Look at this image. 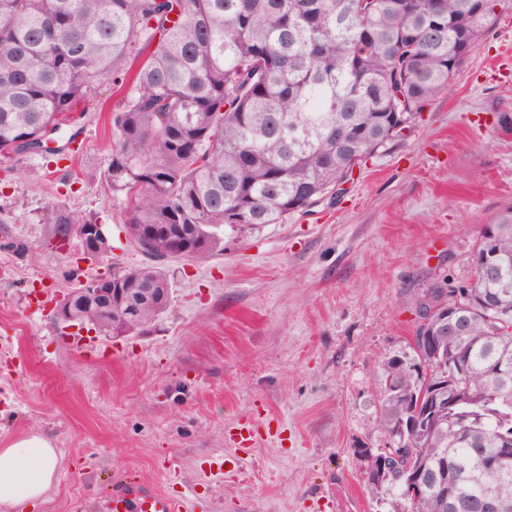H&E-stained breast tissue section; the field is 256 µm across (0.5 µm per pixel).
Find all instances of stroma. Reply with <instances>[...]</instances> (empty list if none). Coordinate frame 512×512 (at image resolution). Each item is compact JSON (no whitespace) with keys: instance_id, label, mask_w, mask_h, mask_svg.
Returning a JSON list of instances; mask_svg holds the SVG:
<instances>
[{"instance_id":"obj_1","label":"stroma","mask_w":512,"mask_h":512,"mask_svg":"<svg viewBox=\"0 0 512 512\" xmlns=\"http://www.w3.org/2000/svg\"><path fill=\"white\" fill-rule=\"evenodd\" d=\"M496 13L461 78L344 194L225 239L221 254L166 260V312L96 339L92 356L30 310L29 291L54 302L78 279L149 262L105 183L121 93L107 80L89 99L67 168L47 154L0 161V448L38 435L58 457L33 512H104L113 481L162 490L174 473L195 512H386L359 451L388 441L381 369L409 350L404 299L438 273L467 278L483 226L512 202V4ZM55 210L96 214L111 264L77 262L74 241L56 249ZM266 420L276 434L255 437L249 466L208 486L203 463Z\"/></svg>"}]
</instances>
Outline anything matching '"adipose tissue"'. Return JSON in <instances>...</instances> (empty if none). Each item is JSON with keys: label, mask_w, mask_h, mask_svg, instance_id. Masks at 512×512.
Here are the masks:
<instances>
[{"label": "adipose tissue", "mask_w": 512, "mask_h": 512, "mask_svg": "<svg viewBox=\"0 0 512 512\" xmlns=\"http://www.w3.org/2000/svg\"><path fill=\"white\" fill-rule=\"evenodd\" d=\"M56 454L49 442L32 436L0 450V505L11 512H30L50 486Z\"/></svg>", "instance_id": "adipose-tissue-1"}]
</instances>
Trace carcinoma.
Instances as JSON below:
<instances>
[{
  "label": "carcinoma",
  "instance_id": "1",
  "mask_svg": "<svg viewBox=\"0 0 512 512\" xmlns=\"http://www.w3.org/2000/svg\"><path fill=\"white\" fill-rule=\"evenodd\" d=\"M485 2L0 0V159L75 124L102 82L126 89L106 181L127 223L188 226L179 240L138 239L153 264L112 268L114 287L159 293L120 331L137 335L170 303L164 260L221 254L224 234L283 223L402 137L462 75L500 0ZM95 223L60 212L52 236ZM487 227L495 256L475 243L467 335L438 355L412 350L423 374L383 391L382 433L410 412L421 419L402 465L428 484L410 512H480L489 485L512 512V458L489 475L512 439V368L489 374L512 355V203ZM450 396L455 409L426 414ZM380 487L387 512H401L397 477Z\"/></svg>",
  "mask_w": 512,
  "mask_h": 512
}]
</instances>
